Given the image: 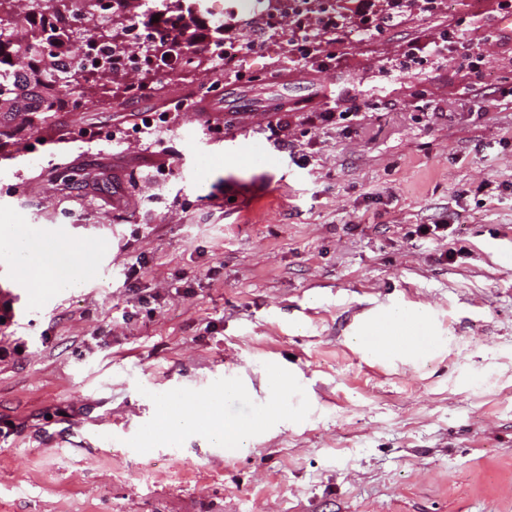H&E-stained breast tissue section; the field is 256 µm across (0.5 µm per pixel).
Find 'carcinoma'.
I'll return each instance as SVG.
<instances>
[{"mask_svg":"<svg viewBox=\"0 0 512 512\" xmlns=\"http://www.w3.org/2000/svg\"><path fill=\"white\" fill-rule=\"evenodd\" d=\"M124 10L114 12L103 22H92L77 34L64 27L67 14L75 8L74 0H0V117L10 119L28 112L37 114L44 122L49 112H62L64 108L76 109L90 102H103L112 96V85L125 93L142 98L161 94L164 81H183L201 69L202 60L191 54L178 68L170 69L166 76L157 72V61H166L167 52L160 49L165 44L162 34L181 32V39L188 46L204 39V35L191 26L195 18V6L200 0H187L170 10L168 4L154 14L136 10L131 14L135 0H120ZM24 9V14L50 15L55 22L40 28L31 22L21 24L11 17ZM158 20H153V17ZM140 19L160 33V36L144 46L143 54L149 64L141 68L134 79L115 71H98L81 67L73 61L62 66L57 59L63 57L59 49L78 35L86 43L106 50L124 39L129 23Z\"/></svg>","mask_w":512,"mask_h":512,"instance_id":"cac0c4a2","label":"carcinoma"}]
</instances>
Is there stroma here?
<instances>
[{
  "instance_id": "35a3bbf8",
  "label": "stroma",
  "mask_w": 512,
  "mask_h": 512,
  "mask_svg": "<svg viewBox=\"0 0 512 512\" xmlns=\"http://www.w3.org/2000/svg\"><path fill=\"white\" fill-rule=\"evenodd\" d=\"M498 3L436 0L363 43L344 28L319 45L338 55L326 66L281 26L223 65L222 94L191 77L0 130V225L82 279L22 292L0 250V338L22 348L0 364V418L18 427L0 443V512H512V14ZM460 24L451 56L428 57ZM98 126L111 143L80 138ZM442 220L447 238L420 233ZM65 237L87 254L57 250ZM395 310L426 316L427 351L361 344ZM205 388L225 416L266 424L235 452L203 435L133 450L158 401ZM88 432L83 453L58 449Z\"/></svg>"
}]
</instances>
